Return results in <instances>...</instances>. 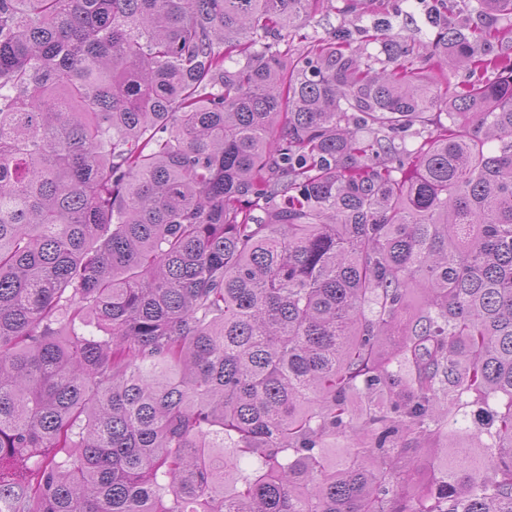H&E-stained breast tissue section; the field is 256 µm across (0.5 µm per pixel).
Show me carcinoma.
<instances>
[{"mask_svg":"<svg viewBox=\"0 0 512 512\" xmlns=\"http://www.w3.org/2000/svg\"><path fill=\"white\" fill-rule=\"evenodd\" d=\"M476 3L382 59L293 52L320 0H0V512H512ZM476 5L475 0H457L456 7L448 11V14L442 17V22L447 23L448 26H476L480 24L481 20L474 10Z\"/></svg>","mask_w":512,"mask_h":512,"instance_id":"obj_1","label":"carcinoma"}]
</instances>
